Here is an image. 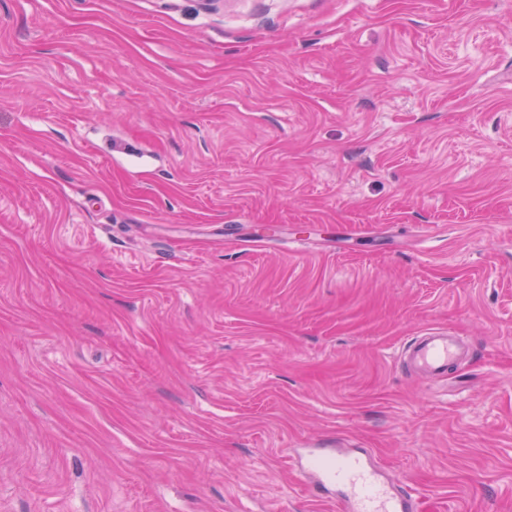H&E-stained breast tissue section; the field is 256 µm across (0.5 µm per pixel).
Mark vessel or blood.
I'll list each match as a JSON object with an SVG mask.
<instances>
[{"instance_id":"b4317fda","label":"vessel or blood","mask_w":512,"mask_h":512,"mask_svg":"<svg viewBox=\"0 0 512 512\" xmlns=\"http://www.w3.org/2000/svg\"><path fill=\"white\" fill-rule=\"evenodd\" d=\"M470 353L469 345L451 332H428L412 339L402 350V361L414 377L439 379ZM292 469L308 477L309 490L344 488L336 502L338 512H418L419 499L382 478L370 454L354 448H313L293 458Z\"/></svg>"}]
</instances>
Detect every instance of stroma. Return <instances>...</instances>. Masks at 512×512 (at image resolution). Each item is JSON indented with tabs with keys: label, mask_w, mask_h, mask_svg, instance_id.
<instances>
[{
	"label": "stroma",
	"mask_w": 512,
	"mask_h": 512,
	"mask_svg": "<svg viewBox=\"0 0 512 512\" xmlns=\"http://www.w3.org/2000/svg\"><path fill=\"white\" fill-rule=\"evenodd\" d=\"M304 440L512 512V0H0V512H336ZM470 353L469 345L451 332H426L412 339L402 350V361L414 377L439 379Z\"/></svg>",
	"instance_id": "35a3bbf8"
}]
</instances>
